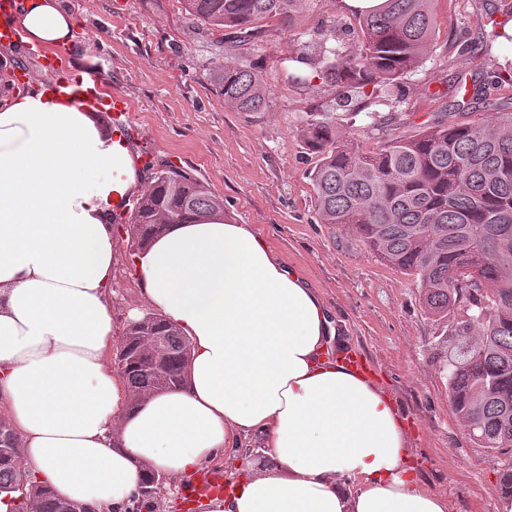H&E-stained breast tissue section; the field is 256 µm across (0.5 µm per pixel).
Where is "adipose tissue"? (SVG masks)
<instances>
[{"mask_svg": "<svg viewBox=\"0 0 512 512\" xmlns=\"http://www.w3.org/2000/svg\"><path fill=\"white\" fill-rule=\"evenodd\" d=\"M26 43L67 42L65 0H18ZM138 155L76 97L0 84V415L55 497L121 512L261 439L267 465L207 512H448L410 472L392 397L339 359L329 312L246 224H176L133 254L148 306L192 343L182 384L133 396L112 371L116 209Z\"/></svg>", "mask_w": 512, "mask_h": 512, "instance_id": "1", "label": "adipose tissue"}]
</instances>
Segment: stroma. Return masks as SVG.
Masks as SVG:
<instances>
[{
	"instance_id": "1",
	"label": "stroma",
	"mask_w": 512,
	"mask_h": 512,
	"mask_svg": "<svg viewBox=\"0 0 512 512\" xmlns=\"http://www.w3.org/2000/svg\"><path fill=\"white\" fill-rule=\"evenodd\" d=\"M75 16L67 65L96 70L106 91H120L131 113L128 142L141 163L192 173L224 199V217L249 225L287 268L318 290L342 344L394 397L406 419L420 483L448 500L449 512H494L496 487L512 450L475 443L448 400V333L466 313L429 314L413 276L373 255L347 227L320 223L308 171L315 160L301 134L313 105L331 112L346 137L373 151L418 134L440 119L488 116L484 103L456 107L459 85L482 81L512 49L499 42L459 55L448 36L477 34L482 0H435L436 35L421 66L377 119L336 109L334 91L295 81L293 56L301 36L333 25H355L332 0H309L297 32L276 20L260 24L254 42L234 47L209 30L182 0H66ZM262 60L270 89L260 112L225 105L211 81L215 65L233 56ZM133 242L122 245L112 277V322L122 337L131 311H146L134 276Z\"/></svg>"
}]
</instances>
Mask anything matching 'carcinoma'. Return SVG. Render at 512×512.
<instances>
[{"label":"carcinoma","mask_w":512,"mask_h":512,"mask_svg":"<svg viewBox=\"0 0 512 512\" xmlns=\"http://www.w3.org/2000/svg\"><path fill=\"white\" fill-rule=\"evenodd\" d=\"M186 11L241 42L256 38L259 23L276 18L292 26L305 0H183ZM432 0H383L353 13L359 26L350 49L330 44L347 30L333 29L291 61L312 69L294 79L317 78L343 96L349 111L375 118L385 88L419 67L435 33ZM490 31L505 38L512 0H484ZM258 61H228L213 69L224 102L259 112L268 87ZM512 83V60L487 82L473 83L472 99L486 85ZM303 140L315 157L309 178L322 224L347 226L380 260L413 275L422 303L442 318L462 299L471 313L448 334V389L455 414L483 448L512 447V113L495 112L470 123L438 121L420 134L365 152L343 137L327 112L311 113ZM150 186L131 217V234L145 246L171 224L224 214V200L191 173L167 166L147 169ZM163 336L166 354L154 367L145 338ZM191 341L159 315L129 324L121 373L141 394L178 387ZM0 493L13 494L10 512H93L56 498L28 479L18 438L0 421Z\"/></svg>","instance_id":"carcinoma-1"}]
</instances>
